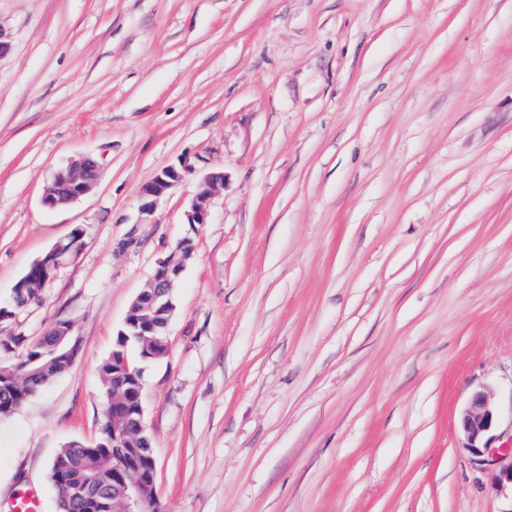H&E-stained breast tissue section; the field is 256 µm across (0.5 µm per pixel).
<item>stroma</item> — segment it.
I'll return each instance as SVG.
<instances>
[{
	"label": "stroma",
	"mask_w": 512,
	"mask_h": 512,
	"mask_svg": "<svg viewBox=\"0 0 512 512\" xmlns=\"http://www.w3.org/2000/svg\"><path fill=\"white\" fill-rule=\"evenodd\" d=\"M0 29V303L84 231L0 323L79 342L0 418V512H58L51 462L97 438L99 365L186 238L168 354L129 350L162 512L512 507L457 426L482 388L512 431V0H0ZM81 157L93 188L45 207ZM187 173H189V169L186 167L176 168L169 166L159 170L152 180L141 189L142 212L151 215L157 200L181 183ZM219 186H224L223 171L207 173L200 184V188L191 200L187 211V220L190 224L207 223L209 217V203L212 192ZM76 238L75 242L81 241L83 237V230L81 228H75L70 235L66 239L70 238ZM74 242V243H75ZM73 241H66L65 246L68 247L71 245ZM74 243L69 248H64V242L61 241L57 243L46 255L44 258L39 259L37 262H35L33 265H31L29 273L31 272H38L41 274L45 282H48L54 275L60 260L63 256H65L71 249V247L74 245ZM81 245V242L75 244L72 247V252L76 251L79 246ZM28 273V275H29Z\"/></svg>",
	"instance_id": "obj_1"
}]
</instances>
